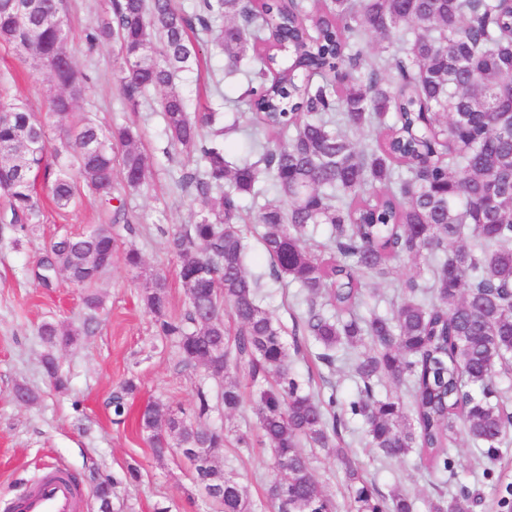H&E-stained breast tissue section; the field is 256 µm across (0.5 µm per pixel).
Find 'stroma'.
<instances>
[{
    "mask_svg": "<svg viewBox=\"0 0 512 512\" xmlns=\"http://www.w3.org/2000/svg\"><path fill=\"white\" fill-rule=\"evenodd\" d=\"M106 8L107 0H67L68 53L75 66L92 79L76 115L93 116L105 126L133 123L142 132L144 150L152 162L150 177L139 192L124 195L123 201L136 222L132 242L145 265L142 270H130L122 252L113 254L111 269L95 284L103 298L97 330L53 352L66 380L65 389L59 390L43 368L48 350L39 328L46 322L82 326L84 291L62 278L53 287H44L35 272L51 242L99 223L100 204L84 188L75 206L59 209L42 187L38 190L44 198L41 222L32 232L24 235L11 225L0 224V512H7L10 502L51 467L72 473L87 492L100 477L116 478L119 486L112 512H155L160 506L169 507L170 512H218L179 457L154 456L137 421L148 401L188 410L198 387L213 391L217 385L204 380L201 372L180 366L175 341L156 336L142 302L149 277L158 273L169 284L170 314L184 313L185 290L177 261L166 248V236L191 223L201 205L175 186L183 157L165 134L156 99H149L139 111H130L115 76L116 44L87 46L86 31ZM178 83L191 110L199 113L224 112L225 98L238 97L247 87L240 78L225 80L224 57L213 49L205 52L198 69L181 74ZM49 85L47 73H27L16 51L0 45V102L20 100L37 113H45ZM263 303L281 323L285 339H292L294 321L303 310L298 286L267 278ZM308 350L312 360L292 362L295 378L306 389L335 391L337 405L346 404L356 390L349 366L340 360L326 366L315 358L316 345H309ZM127 378L135 379L138 389L127 401L128 417L119 423L113 414L112 390ZM20 386L32 390L35 401L17 402L14 392ZM242 390L240 410L228 418L222 408H215L206 420L209 428L258 436L255 389L246 383ZM342 438L357 467L381 494L394 489L407 493L414 498L417 512H427V499L442 492L456 494L464 487L482 496L474 512H497L496 486L512 483V445L502 449L487 475L477 448L457 438L454 471L444 474L438 487L416 455L385 461L371 453L359 421L348 420ZM217 455L225 472L245 487L252 500H264L275 474L261 447L230 444ZM133 468L138 471L134 477L129 474ZM313 472L332 495L337 512H346L348 491L342 465L335 457L320 453L313 460Z\"/></svg>",
    "mask_w": 512,
    "mask_h": 512,
    "instance_id": "stroma-1",
    "label": "stroma"
}]
</instances>
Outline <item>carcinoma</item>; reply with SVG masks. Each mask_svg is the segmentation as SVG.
Wrapping results in <instances>:
<instances>
[{
  "instance_id": "1",
  "label": "carcinoma",
  "mask_w": 512,
  "mask_h": 512,
  "mask_svg": "<svg viewBox=\"0 0 512 512\" xmlns=\"http://www.w3.org/2000/svg\"><path fill=\"white\" fill-rule=\"evenodd\" d=\"M65 0H0V43L13 46L36 70L51 76L47 115L66 137L48 148L46 124L23 102L0 103V191L9 208L1 224L19 231L40 221L34 181L43 178L55 205L75 204L80 184L113 207L108 224L61 238L40 261L38 278L85 290L87 316L79 329L40 327L48 347L46 373L62 389L54 350L93 332L101 297L95 261L119 247L113 225L134 233L123 205L112 206L114 172L123 189L147 182L149 161L133 126L104 129L74 121L88 76L67 52ZM291 64L275 69L277 55L261 49L264 31ZM395 45L385 56L368 38ZM92 47L118 46L117 80L136 112L153 90L172 145L193 168L176 187L203 205L200 218L168 234L178 260L187 308L169 313L167 279L153 277L144 307L157 335L177 342L180 363L222 384L217 396L199 387L191 412L154 400L139 412L154 454L166 445L202 448L205 467L196 482L223 512H256L247 491L224 473L216 449L225 431L205 427L214 401L233 414L242 405L237 381L259 385L256 416L276 478L266 491L272 512H336L316 481L303 447L332 454L344 465L352 512H414V499L393 491L386 498L363 477L342 447L345 417L359 419L368 447L385 460L411 452L431 472L452 468L459 432L493 462L512 437V411L498 374L512 370V0H195L188 12L176 0H108V10L87 30ZM224 54L225 73L253 75L241 96L251 125L264 132L246 152L255 162L226 160L224 134L209 112L192 114L176 84L199 66L208 42ZM376 130L363 145L352 134ZM272 192L278 200L258 207L261 244L270 275L298 285L305 309L302 337L288 352L283 329L261 304L260 278L247 272L241 201ZM320 230L326 257L308 233ZM426 262V271L399 273L395 263ZM397 278L399 302L359 314L366 279ZM229 312L235 330L224 325ZM331 364L353 352L357 389L343 414L336 398L324 403L293 377L290 355ZM406 382L412 413L384 382ZM135 379L112 395L116 421ZM224 484V499L213 489ZM117 480L101 477L91 490L98 512H112ZM468 505L466 489L429 502L428 512Z\"/></svg>"
}]
</instances>
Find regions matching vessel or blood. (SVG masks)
I'll return each mask as SVG.
<instances>
[{
    "mask_svg": "<svg viewBox=\"0 0 512 512\" xmlns=\"http://www.w3.org/2000/svg\"><path fill=\"white\" fill-rule=\"evenodd\" d=\"M86 493L70 478L49 471L18 500L14 512H85Z\"/></svg>",
    "mask_w": 512,
    "mask_h": 512,
    "instance_id": "1",
    "label": "vessel or blood"
}]
</instances>
